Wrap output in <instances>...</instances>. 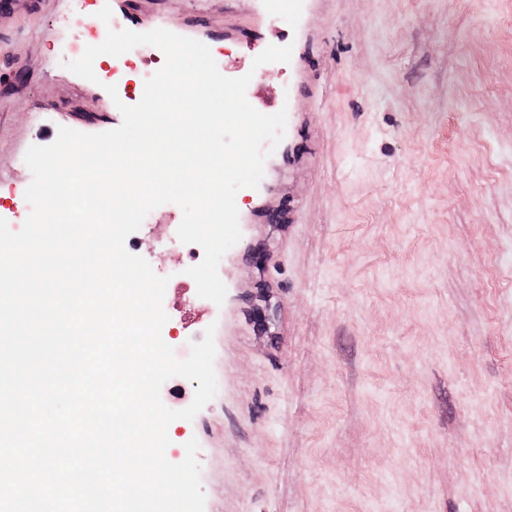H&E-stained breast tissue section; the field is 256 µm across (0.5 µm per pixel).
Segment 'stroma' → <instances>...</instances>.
<instances>
[{
  "mask_svg": "<svg viewBox=\"0 0 512 512\" xmlns=\"http://www.w3.org/2000/svg\"><path fill=\"white\" fill-rule=\"evenodd\" d=\"M87 0L103 29L223 45L260 113L287 109L235 198L223 304L170 288L178 358L215 329L217 391L168 428L199 443L205 512H512V0ZM64 15L0 16V209L24 157L104 89L66 67ZM287 63L253 67L267 46ZM181 209L129 251L182 277Z\"/></svg>",
  "mask_w": 512,
  "mask_h": 512,
  "instance_id": "1",
  "label": "stroma"
}]
</instances>
